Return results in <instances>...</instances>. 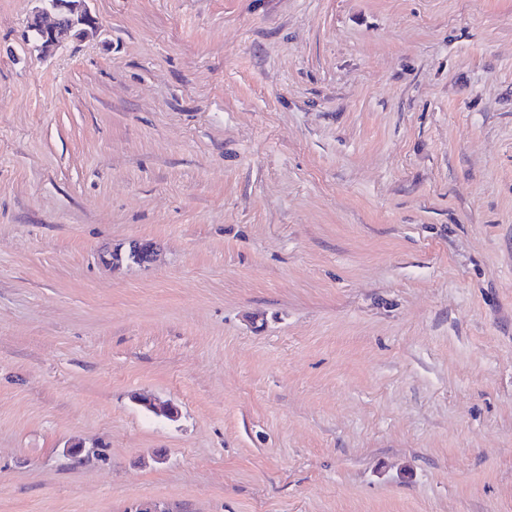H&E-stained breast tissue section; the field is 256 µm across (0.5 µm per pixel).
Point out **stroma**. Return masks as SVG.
I'll list each match as a JSON object with an SVG mask.
<instances>
[{
  "instance_id": "1",
  "label": "stroma",
  "mask_w": 512,
  "mask_h": 512,
  "mask_svg": "<svg viewBox=\"0 0 512 512\" xmlns=\"http://www.w3.org/2000/svg\"><path fill=\"white\" fill-rule=\"evenodd\" d=\"M35 7L0 512H512V0H89L49 54Z\"/></svg>"
}]
</instances>
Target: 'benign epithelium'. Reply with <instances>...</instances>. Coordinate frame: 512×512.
I'll return each mask as SVG.
<instances>
[{"label":"benign epithelium","instance_id":"1","mask_svg":"<svg viewBox=\"0 0 512 512\" xmlns=\"http://www.w3.org/2000/svg\"><path fill=\"white\" fill-rule=\"evenodd\" d=\"M28 27L39 33L36 47L45 52L65 41L82 40L93 34L96 22L89 12L88 0H37Z\"/></svg>","mask_w":512,"mask_h":512}]
</instances>
